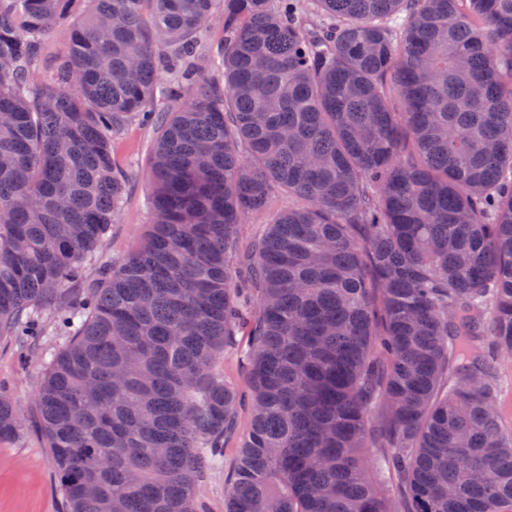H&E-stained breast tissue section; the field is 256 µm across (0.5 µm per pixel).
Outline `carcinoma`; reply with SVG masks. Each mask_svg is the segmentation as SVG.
Wrapping results in <instances>:
<instances>
[{
    "label": "carcinoma",
    "instance_id": "obj_1",
    "mask_svg": "<svg viewBox=\"0 0 512 512\" xmlns=\"http://www.w3.org/2000/svg\"><path fill=\"white\" fill-rule=\"evenodd\" d=\"M505 56L512 0H0V340L50 356L67 512H201L243 405L229 350L252 395L224 512H512ZM145 120L151 230L85 287L112 143ZM20 416L0 387V442ZM199 41L205 55L202 64L208 66L209 58L224 46V19L220 16L213 18L210 24L199 33ZM219 366L224 369V375L229 376L235 383L239 393L247 398L250 395L249 382L245 371L241 368L236 358L225 356L224 359L220 360ZM498 378V407L502 414L504 429L512 432V358L501 357L495 364Z\"/></svg>",
    "mask_w": 512,
    "mask_h": 512
}]
</instances>
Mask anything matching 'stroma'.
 <instances>
[{
	"label": "stroma",
	"instance_id": "stroma-1",
	"mask_svg": "<svg viewBox=\"0 0 512 512\" xmlns=\"http://www.w3.org/2000/svg\"><path fill=\"white\" fill-rule=\"evenodd\" d=\"M154 141L152 126L135 123L113 145L116 164L128 180L122 210L107 233L102 251L107 263L125 257L150 229L145 198L153 182L149 157ZM44 370L39 357L23 360L0 350V382L11 387L22 408L17 437L0 443V512H66L33 403V391Z\"/></svg>",
	"mask_w": 512,
	"mask_h": 512
}]
</instances>
